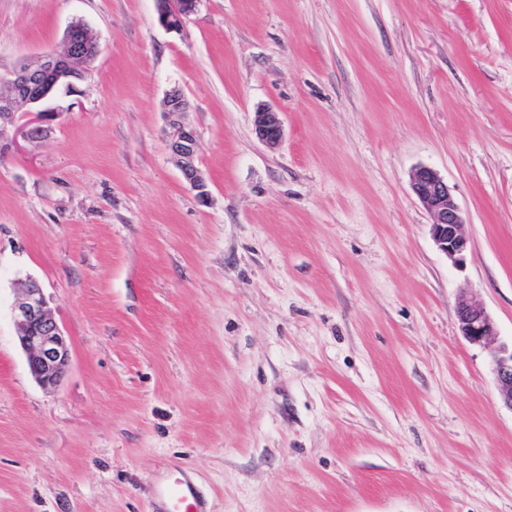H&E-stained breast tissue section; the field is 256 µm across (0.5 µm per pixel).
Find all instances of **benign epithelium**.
Segmentation results:
<instances>
[{
  "label": "benign epithelium",
  "instance_id": "1",
  "mask_svg": "<svg viewBox=\"0 0 512 512\" xmlns=\"http://www.w3.org/2000/svg\"><path fill=\"white\" fill-rule=\"evenodd\" d=\"M199 2L156 0L159 23L168 30H183ZM99 54L97 38L86 25L75 21L66 29L60 51L21 65L0 78L1 157L8 155L19 136L33 144L49 142L58 112L41 109L39 105L61 90L73 92L90 73L85 60ZM25 107L35 109V117L20 127L16 125L17 114ZM187 108V100L180 90L169 91L165 99V112L169 116L167 147L184 179L203 200L208 196L207 181L196 164L195 133L181 120ZM255 134L264 145L279 146L284 136L281 113L271 107L256 112ZM411 187L430 215V234L435 247L454 265H461L469 240L463 233L464 218L448 182L434 169L424 166L413 173ZM13 313L31 374L44 388L58 386L70 366L71 347L36 279L28 277L21 281ZM456 316L461 335L488 351L501 400L512 410V345L499 341L490 314L464 292L458 296Z\"/></svg>",
  "mask_w": 512,
  "mask_h": 512
}]
</instances>
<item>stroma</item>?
<instances>
[{
    "mask_svg": "<svg viewBox=\"0 0 512 512\" xmlns=\"http://www.w3.org/2000/svg\"><path fill=\"white\" fill-rule=\"evenodd\" d=\"M76 20L93 70L0 158V512H158L177 471L207 512H512V409L455 314L467 291L512 341V0H200L180 32L155 0H0V73ZM175 88L204 200L167 149ZM27 276L71 345L51 390ZM255 134L260 142L268 147H277L281 144L284 136L283 121L281 112L264 107L256 112ZM411 187L431 218L430 234L435 247L459 266L465 260L469 240L463 233L464 218L447 181L430 167H419ZM13 313L31 374L44 388L58 386L70 366L71 347L35 278L21 281Z\"/></svg>",
    "mask_w": 512,
    "mask_h": 512,
    "instance_id": "1",
    "label": "stroma"
}]
</instances>
